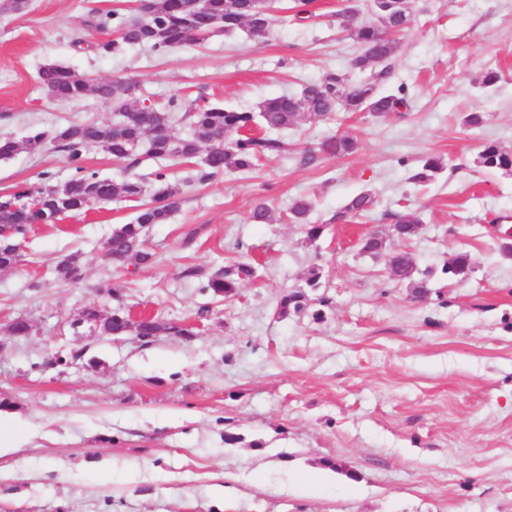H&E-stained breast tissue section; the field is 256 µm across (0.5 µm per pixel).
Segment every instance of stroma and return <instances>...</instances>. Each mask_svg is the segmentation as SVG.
I'll use <instances>...</instances> for the list:
<instances>
[{"label":"stroma","mask_w":512,"mask_h":512,"mask_svg":"<svg viewBox=\"0 0 512 512\" xmlns=\"http://www.w3.org/2000/svg\"><path fill=\"white\" fill-rule=\"evenodd\" d=\"M29 3L0 10V138L117 120L93 93L48 99L37 84L48 63L136 81L159 108L201 96L254 112L348 70L359 51L336 19L342 0H319V18L274 26L261 46L240 29L165 54L114 55L95 51L113 37L96 21L133 0ZM408 7L384 85L406 89L404 117L340 111L281 131L287 155L186 187L169 223L149 229L146 266L104 257L132 201L30 230L20 264L0 271V415L12 418L0 437L16 445L0 457V512H512V176L475 163L485 142L512 149V0ZM490 66L501 78L485 88ZM471 112L481 127L465 125ZM338 131L356 152L304 161ZM431 156L442 171L412 183ZM46 171L71 176L51 148L0 161V196L39 186ZM361 192L375 198L368 216L336 221ZM299 198L311 204L307 222L324 227L318 239L285 221ZM260 202L272 223H252ZM404 210L422 220L401 244L429 275L422 299L360 251ZM459 252L472 260L463 280L442 271ZM69 255L84 267L76 283L54 274ZM242 261L256 278L228 296L203 290L205 274ZM315 268L311 312L281 314V297ZM119 303L190 334L146 344L83 318ZM18 317L29 335L10 334ZM228 432L239 443L225 444Z\"/></svg>","instance_id":"35a3bbf8"}]
</instances>
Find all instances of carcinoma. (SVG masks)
<instances>
[{
    "mask_svg": "<svg viewBox=\"0 0 512 512\" xmlns=\"http://www.w3.org/2000/svg\"><path fill=\"white\" fill-rule=\"evenodd\" d=\"M144 16L130 18L117 9L106 14L99 22L104 26L112 23L117 38L97 44L101 53L118 52L125 46L143 45L158 54L189 44L200 43L219 33L229 34L245 29L258 44L264 43L271 34L273 24V0H146ZM317 0H293L290 7L294 19L315 16L312 9ZM374 8L380 22L353 21L354 9L347 7L337 13L341 24L350 37L359 44L360 52L351 60L350 72L370 76L352 79L350 72L329 71L321 81L302 90L298 95L268 98L259 105V112H239L200 103L195 99L185 103L180 99L169 100L167 107L143 108L138 83L126 80L91 83L90 79L77 77L69 68L49 63L41 67L38 78L47 96L61 102L76 101L93 92L119 106L122 119L112 124L97 122H73L51 131L34 130L22 140L0 139V160L13 157L20 151L37 153L50 143L65 154L73 171L66 183V190H53V176L43 173V184L37 189L18 188L0 198V226L9 230V237L0 240V270L15 268L22 254L8 248L18 242L28 228L36 224H54L63 217L80 215L92 203H108L117 198L139 202L133 221L118 224L112 229L110 253L106 259L118 266L131 261L148 265L153 254L143 249V236L153 224H165L182 203L181 187L193 183L203 184L229 171L247 173L266 159L287 153L288 144L267 133H255V126L262 124L268 130L288 129L306 117L326 118L337 108L347 112H364L373 121H383L392 115L403 116L410 110V100L405 88L385 93L380 83L389 71L383 64L393 57L398 42L393 34L403 31L410 22L407 0H376ZM181 113L191 134L177 138L171 133L174 113ZM146 146V155L166 161V165L154 172V184L150 201L142 199L145 189L134 177L121 181L103 179L86 166L91 149H99L116 161L138 162L136 151ZM357 149V142L346 134L324 137L317 144L323 155L346 156ZM194 164L196 168L178 177L172 167ZM479 167L495 169L512 175V150L489 142L482 146L476 157ZM443 169L442 162L433 157L423 160L410 176L417 183L432 181ZM373 205L368 193H360L349 200L336 214V220L362 216ZM311 204L305 199L295 200L288 209L291 224L305 225L310 240L319 238L323 225L307 223ZM392 229L396 238L413 237L420 219L412 211L393 215ZM361 251L385 258L393 280L407 283L426 296L430 288L428 279H415L416 268L410 253L387 247L386 238L373 233L364 238ZM470 255L460 252L454 255L443 272L450 278H463L470 272ZM58 280L77 282L84 270L76 257L67 256L55 266ZM255 269L249 263H239L218 269L206 276L202 288L215 295L228 296L239 285L254 277ZM307 296L301 291L285 294L280 300L281 312L304 311ZM127 314L118 308L111 316L101 318L95 309L85 312L88 322L99 324L107 336H121ZM162 333L186 336L188 331L167 324L155 317L144 318L134 331L142 339H151Z\"/></svg>",
    "mask_w": 512,
    "mask_h": 512,
    "instance_id": "obj_1",
    "label": "carcinoma"
}]
</instances>
